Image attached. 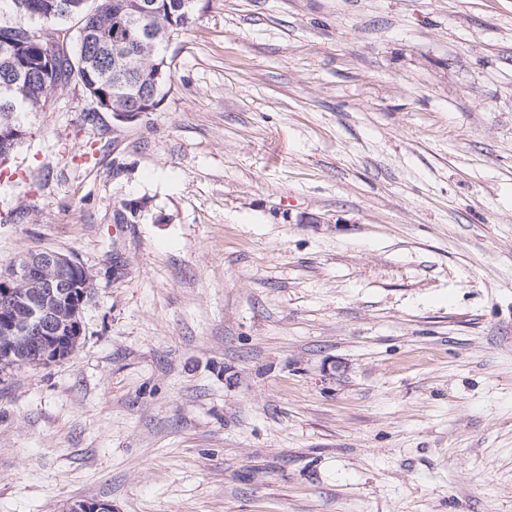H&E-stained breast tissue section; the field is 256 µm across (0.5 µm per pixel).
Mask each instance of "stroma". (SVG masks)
I'll return each mask as SVG.
<instances>
[{"label": "stroma", "mask_w": 512, "mask_h": 512, "mask_svg": "<svg viewBox=\"0 0 512 512\" xmlns=\"http://www.w3.org/2000/svg\"><path fill=\"white\" fill-rule=\"evenodd\" d=\"M166 56L17 117L0 268L96 288L0 375V512H512V0H199Z\"/></svg>", "instance_id": "1"}]
</instances>
